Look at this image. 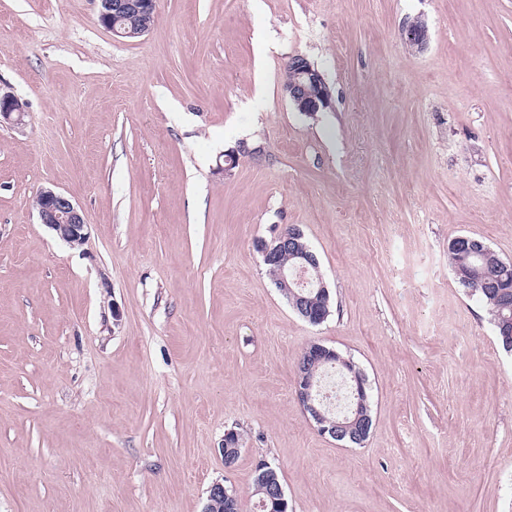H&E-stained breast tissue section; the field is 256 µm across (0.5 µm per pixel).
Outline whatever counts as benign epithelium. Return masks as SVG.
<instances>
[{
	"label": "benign epithelium",
	"instance_id": "7a95c632",
	"mask_svg": "<svg viewBox=\"0 0 512 512\" xmlns=\"http://www.w3.org/2000/svg\"><path fill=\"white\" fill-rule=\"evenodd\" d=\"M135 14L141 22L136 27L123 23L125 16ZM99 19L120 41L131 42L144 36L152 27L155 19V0H100ZM405 41L418 48L427 40L426 27L420 22L407 26ZM295 74L294 79L286 82L283 91L292 105L300 112L315 113L329 105L330 93L321 74L302 55H295L288 63ZM24 111L19 100L10 92H0V124H20ZM38 216L46 225L70 247L84 245L89 234V225L85 223L79 207L65 194L53 190L40 192ZM455 246L467 256L485 258L488 246L478 240L465 236L457 238ZM256 249L262 254L265 264L276 267V285L283 293H294L296 288L309 289V295L295 293L300 301V310L309 323L321 324L325 318L324 308L328 306L329 290L320 273V263L315 252L304 242V233L296 225L283 228L270 240L259 239ZM332 364L336 366L348 391V405L345 411L334 418L327 417L323 399L316 396L318 382L310 364ZM295 396L305 413L318 427V431L343 444L360 443L366 437L372 421L370 405L366 393L365 374L350 360L343 358L335 350L320 343L311 344V353L307 362L295 368ZM240 440L237 433H224V465L233 467L239 456ZM257 482L263 487L267 500L260 502L266 506L271 502L281 512H287L283 486L278 482L275 471L267 463L256 466ZM207 500H223L229 503L238 501L237 495L224 484L216 482L208 490Z\"/></svg>",
	"mask_w": 512,
	"mask_h": 512
}]
</instances>
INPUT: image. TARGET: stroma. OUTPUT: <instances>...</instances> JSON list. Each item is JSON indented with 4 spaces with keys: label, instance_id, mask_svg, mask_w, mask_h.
<instances>
[{
    "label": "stroma",
    "instance_id": "obj_1",
    "mask_svg": "<svg viewBox=\"0 0 512 512\" xmlns=\"http://www.w3.org/2000/svg\"><path fill=\"white\" fill-rule=\"evenodd\" d=\"M296 55L328 108L285 97ZM0 88V512H204L216 482L256 512L262 459L288 512H512V353L448 266L460 235L512 260V0H156L135 42L98 0H0ZM289 225L318 326L255 248ZM313 341L368 377L364 446L294 396ZM24 113L19 100L11 92L0 91V124H22ZM38 199L37 211L41 224L54 231L72 248L84 245L89 226L79 207L65 194L53 190H43Z\"/></svg>",
    "mask_w": 512,
    "mask_h": 512
}]
</instances>
